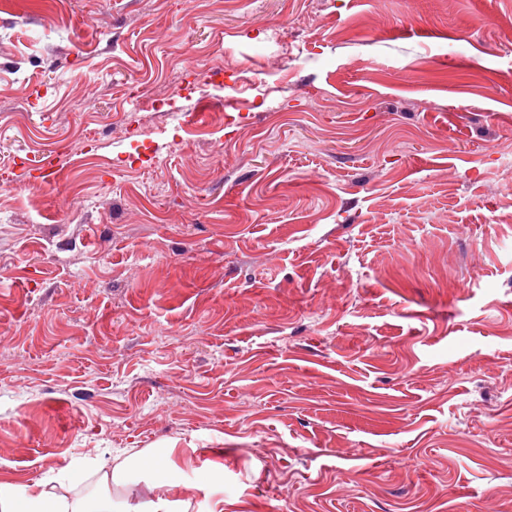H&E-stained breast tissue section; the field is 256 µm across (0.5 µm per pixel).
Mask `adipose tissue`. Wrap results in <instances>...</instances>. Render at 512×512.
Segmentation results:
<instances>
[{
  "instance_id": "1",
  "label": "adipose tissue",
  "mask_w": 512,
  "mask_h": 512,
  "mask_svg": "<svg viewBox=\"0 0 512 512\" xmlns=\"http://www.w3.org/2000/svg\"><path fill=\"white\" fill-rule=\"evenodd\" d=\"M168 462V453L138 452L114 465L100 462L95 472L101 486H122L130 472L152 477L163 471ZM70 478V471L64 469L52 479L31 484L1 480L0 512H170L168 499L156 495L157 485L152 480L145 486L147 499L132 506L116 503L107 495L85 499L71 497L65 488Z\"/></svg>"
}]
</instances>
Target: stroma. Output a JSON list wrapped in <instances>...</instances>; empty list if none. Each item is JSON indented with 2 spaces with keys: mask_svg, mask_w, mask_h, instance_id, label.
<instances>
[{
  "mask_svg": "<svg viewBox=\"0 0 512 512\" xmlns=\"http://www.w3.org/2000/svg\"><path fill=\"white\" fill-rule=\"evenodd\" d=\"M2 175L0 480L512 512V0H0ZM170 452L163 453H146L137 452L125 458L120 463H112L107 461L100 462L94 470L98 474V482L101 486L108 489L112 483L117 486L125 485L130 472L138 471L140 473L152 476L163 471L169 462ZM129 461V462H128Z\"/></svg>",
  "mask_w": 512,
  "mask_h": 512,
  "instance_id": "35a3bbf8",
  "label": "stroma"
}]
</instances>
